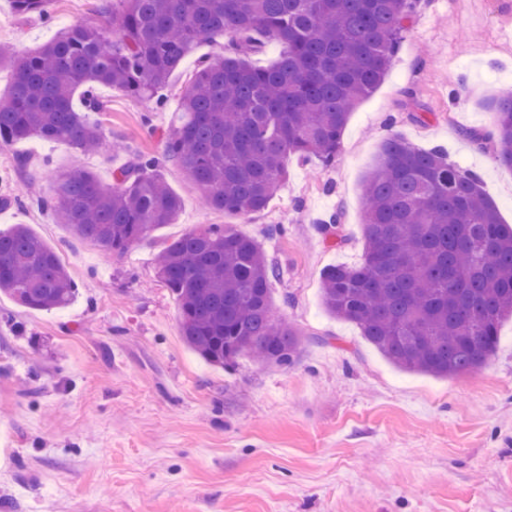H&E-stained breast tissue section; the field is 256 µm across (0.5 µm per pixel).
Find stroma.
<instances>
[{"mask_svg": "<svg viewBox=\"0 0 512 512\" xmlns=\"http://www.w3.org/2000/svg\"><path fill=\"white\" fill-rule=\"evenodd\" d=\"M98 5L50 0L45 20L0 0V44L25 52L60 28L103 23ZM230 47L226 35L203 40L161 108L99 88L107 108L89 118L118 151L38 138L0 145V174H10L0 178V230L29 225L78 286L61 311L0 294V512H512V319L485 365L439 378L390 363L355 323L324 310L320 292L323 269L363 260L362 180L390 137L477 173L512 225V171L469 137L491 135L490 102L505 87L492 76L512 71V0H416L335 163L288 156L277 196L246 216L204 207L164 158L199 58ZM141 152L160 159L183 209L123 258L106 260L34 204L57 173L83 168L108 186ZM335 213L340 248L318 230ZM206 224L234 225L278 265L273 307L304 337L292 365L245 355L221 368L185 345L154 257Z\"/></svg>", "mask_w": 512, "mask_h": 512, "instance_id": "1", "label": "stroma"}]
</instances>
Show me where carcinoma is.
I'll return each instance as SVG.
<instances>
[{
	"label": "carcinoma",
	"instance_id": "carcinoma-1",
	"mask_svg": "<svg viewBox=\"0 0 512 512\" xmlns=\"http://www.w3.org/2000/svg\"><path fill=\"white\" fill-rule=\"evenodd\" d=\"M43 16L49 0H10ZM101 0L108 26L76 24L25 55L0 50L12 72L0 99V141L39 138L81 151L104 146L100 128L75 109L105 105L95 90L116 87L162 105L159 92L197 45L214 34L238 44L199 61L166 137L165 158L200 188L208 208L246 216L263 210L286 176L290 154L336 161L355 106L389 70L414 0ZM282 46L269 68L249 63L256 36ZM496 161L512 170V93L492 101ZM113 185L77 169L57 177L41 205L106 258H122L172 223L182 200L158 160L134 154ZM365 252L357 266L321 274V301L333 317L360 326L389 362L456 377L483 366L512 317V227L478 176L437 150L386 141L363 184ZM345 243L340 216L319 226ZM157 274L180 310L189 349L214 366L252 354L289 365L298 332L273 310L278 276L253 239L231 224H209L164 244ZM0 291L38 310L67 307L76 284L58 252L26 224L0 231Z\"/></svg>",
	"mask_w": 512,
	"mask_h": 512
}]
</instances>
